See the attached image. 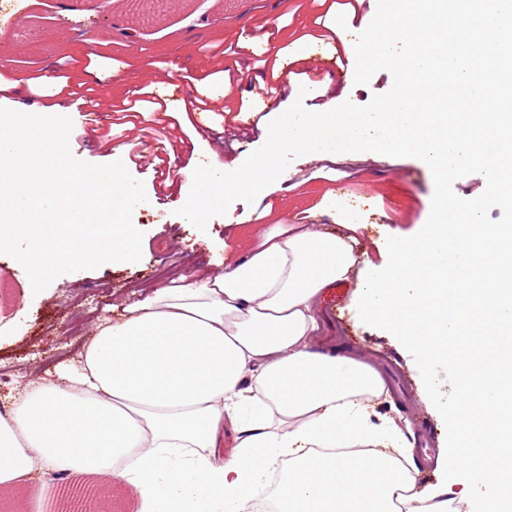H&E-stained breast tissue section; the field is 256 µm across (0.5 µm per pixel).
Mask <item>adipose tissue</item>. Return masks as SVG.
Instances as JSON below:
<instances>
[{
  "mask_svg": "<svg viewBox=\"0 0 512 512\" xmlns=\"http://www.w3.org/2000/svg\"><path fill=\"white\" fill-rule=\"evenodd\" d=\"M355 231H257L247 257L94 325L77 365L0 409V485L46 467L104 490L122 479L139 512H250L283 467L276 512H455L444 494L414 500L405 433L369 412L378 370L312 344L322 291L365 266Z\"/></svg>",
  "mask_w": 512,
  "mask_h": 512,
  "instance_id": "ef3b65f1",
  "label": "adipose tissue"
}]
</instances>
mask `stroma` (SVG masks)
Here are the masks:
<instances>
[{
  "label": "stroma",
  "mask_w": 512,
  "mask_h": 512,
  "mask_svg": "<svg viewBox=\"0 0 512 512\" xmlns=\"http://www.w3.org/2000/svg\"><path fill=\"white\" fill-rule=\"evenodd\" d=\"M21 4V10L0 14V73L30 78L28 104L61 103L73 122V155L92 164L110 163L114 146L139 138L138 129L117 124L113 106L128 89L142 83L150 95L163 93V86L154 81L157 68H165L171 81L187 93L202 71H213V86L220 92L224 76L213 70L211 47L225 48L227 67L244 64L253 69L260 64L259 57L246 56L240 49L244 34L262 22L249 0H207L208 9L237 14L238 19L202 33L187 31L186 14L195 4L183 0L179 9L148 25L146 44L136 50L113 43L102 24L104 18L120 19L127 14L125 0H21ZM275 12L277 19L269 26L274 45L311 47L312 37L303 33L304 26L316 17L311 0H277ZM70 23L90 32L94 54H86L65 37ZM64 65L76 81L95 87L97 102L60 93L56 76ZM392 83L391 74L383 70L365 85L350 79L338 83L330 95L340 103L348 100L364 106L373 95L387 92ZM167 111L181 125V141L167 147L165 155L181 177L172 191L164 193L159 189L157 165L130 167V174L143 182L148 198L133 213V222L143 233L142 258L136 266L67 273L57 277L42 297L33 299L26 293L25 270L13 258L0 257V329L13 330L9 341L0 342V403L34 371H47L62 362L77 363L95 323L120 321L125 308L139 300L144 289L159 285L156 269H184L189 278H196L215 270L226 256L244 257L253 229L292 224L304 215L330 231L339 224L356 225V235L371 263L382 268L388 262L387 237L415 235L429 217L434 183L428 166L419 159L385 155L373 160L354 153L328 165L299 156L283 172L278 190L251 204L234 202L225 215L209 220L206 231H199L176 213L180 196L189 193L192 185L185 170L203 162L217 168L236 158L246 159L258 133L250 131L232 142L218 138L220 120H213L211 130L205 131L184 112L182 102H169ZM91 127L111 128L112 139H83L82 131ZM344 288L337 302L320 296L323 329L314 346L351 350L367 357L385 377L398 373L400 385L372 401L373 421L393 419L404 433L429 434L433 450H440L446 440L441 416L423 399L425 388L414 359L389 332L361 321L356 283H345ZM30 480L45 484V495L28 496L21 485L0 490V512H60L67 495L82 498L84 508L94 512L95 497L83 496L76 479L37 470Z\"/></svg>",
  "instance_id": "stroma-1"
}]
</instances>
